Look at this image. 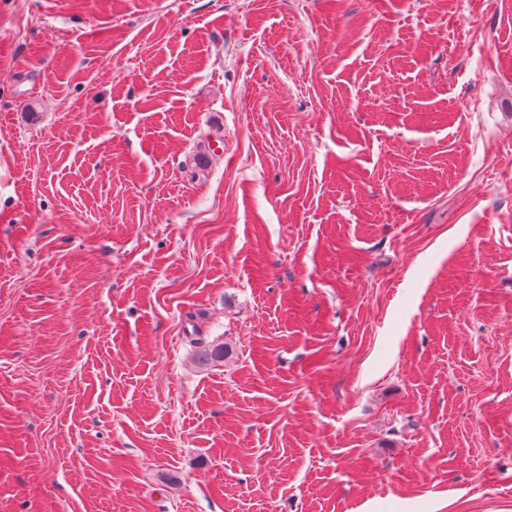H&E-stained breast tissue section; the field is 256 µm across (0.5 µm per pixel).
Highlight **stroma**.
I'll return each mask as SVG.
<instances>
[{
    "instance_id": "obj_1",
    "label": "stroma",
    "mask_w": 512,
    "mask_h": 512,
    "mask_svg": "<svg viewBox=\"0 0 512 512\" xmlns=\"http://www.w3.org/2000/svg\"><path fill=\"white\" fill-rule=\"evenodd\" d=\"M0 512H512V0H0Z\"/></svg>"
}]
</instances>
